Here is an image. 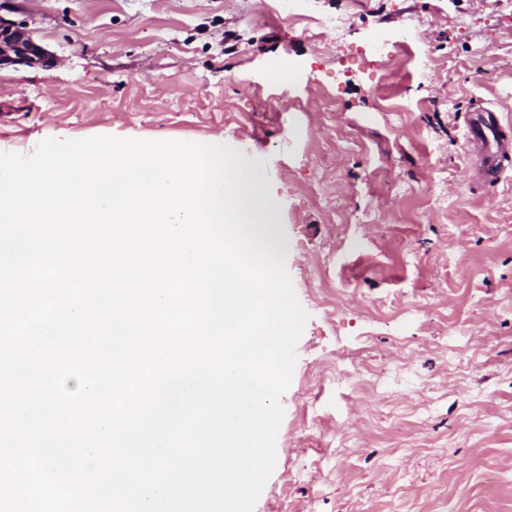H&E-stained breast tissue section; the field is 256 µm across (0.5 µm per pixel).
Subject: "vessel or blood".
<instances>
[{
	"label": "vessel or blood",
	"instance_id": "vessel-or-blood-1",
	"mask_svg": "<svg viewBox=\"0 0 512 512\" xmlns=\"http://www.w3.org/2000/svg\"><path fill=\"white\" fill-rule=\"evenodd\" d=\"M465 145L479 161L477 177L486 186L497 183L505 170L506 161L512 160V138L500 130L496 112L479 108L465 118Z\"/></svg>",
	"mask_w": 512,
	"mask_h": 512
}]
</instances>
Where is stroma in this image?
I'll return each instance as SVG.
<instances>
[{
  "label": "stroma",
  "instance_id": "obj_1",
  "mask_svg": "<svg viewBox=\"0 0 512 512\" xmlns=\"http://www.w3.org/2000/svg\"><path fill=\"white\" fill-rule=\"evenodd\" d=\"M299 6L345 27L273 0H0L56 57L0 70V152L220 134L251 164L308 314L253 512H512V167L476 187L463 147L465 112L512 127V5ZM412 18L428 77L364 64Z\"/></svg>",
  "mask_w": 512,
  "mask_h": 512
}]
</instances>
